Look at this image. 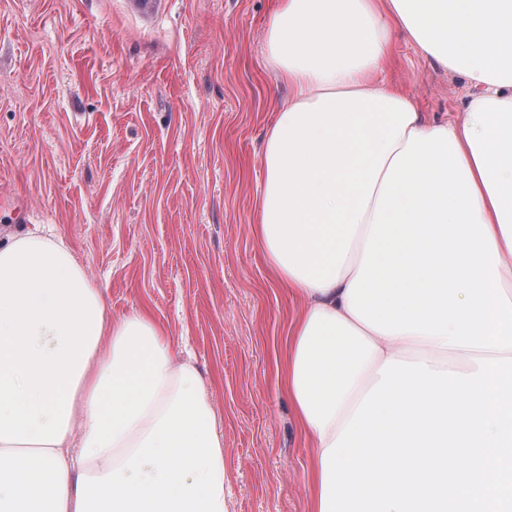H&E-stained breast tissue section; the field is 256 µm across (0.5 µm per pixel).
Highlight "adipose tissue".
<instances>
[{
	"mask_svg": "<svg viewBox=\"0 0 512 512\" xmlns=\"http://www.w3.org/2000/svg\"><path fill=\"white\" fill-rule=\"evenodd\" d=\"M403 33L470 87L430 119L381 80ZM290 90L263 141L252 231L301 309L284 388L322 453L390 359L512 357V0H275ZM224 436L191 359L39 227L0 242V512H228Z\"/></svg>",
	"mask_w": 512,
	"mask_h": 512,
	"instance_id": "adipose-tissue-1",
	"label": "adipose tissue"
}]
</instances>
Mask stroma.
I'll return each mask as SVG.
<instances>
[{
  "label": "stroma",
  "instance_id": "1",
  "mask_svg": "<svg viewBox=\"0 0 512 512\" xmlns=\"http://www.w3.org/2000/svg\"><path fill=\"white\" fill-rule=\"evenodd\" d=\"M273 0H0V240L62 236L108 316L188 340L224 430L230 512H308L311 450L278 381L298 303L250 218L288 98ZM383 78L442 118L468 86L396 37Z\"/></svg>",
  "mask_w": 512,
  "mask_h": 512
}]
</instances>
